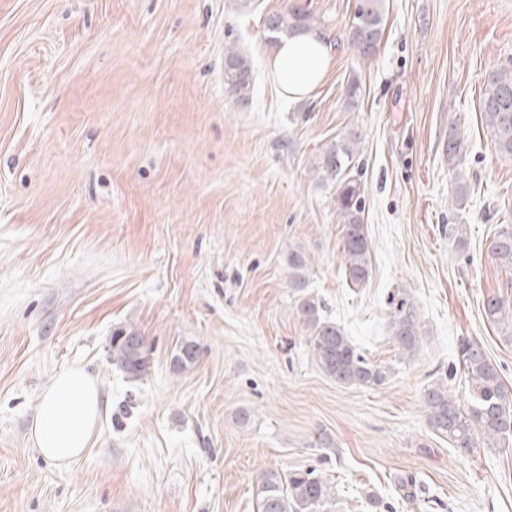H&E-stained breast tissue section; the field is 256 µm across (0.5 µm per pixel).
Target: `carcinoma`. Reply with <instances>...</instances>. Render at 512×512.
Wrapping results in <instances>:
<instances>
[{
  "label": "carcinoma",
  "mask_w": 512,
  "mask_h": 512,
  "mask_svg": "<svg viewBox=\"0 0 512 512\" xmlns=\"http://www.w3.org/2000/svg\"><path fill=\"white\" fill-rule=\"evenodd\" d=\"M317 21L309 13L284 11L270 15L266 29L273 33H296L311 29ZM385 24L384 0H360L348 34V43L363 59L372 58L381 42ZM224 82L232 94L244 99L252 85L250 60L237 50L229 49L224 59ZM480 111L492 133L494 149L512 157V68L489 72L480 98ZM360 135L349 132L341 140L322 151L315 172L320 180L336 186L337 214L343 224V246L346 259L345 276L358 285L370 271L369 245L362 220L360 184L349 176V167L357 153ZM464 150L463 139L452 130L448 134L446 155L455 171L457 209L465 207L466 186L458 170ZM491 249L496 259L512 268V225L503 224L496 232ZM288 282L296 295L295 309L307 333L321 370L343 385L379 386L387 371L371 363L350 340L345 330L324 315L320 298L309 291L308 260L297 249L288 253ZM390 303L392 337L401 354L410 357L420 345L421 325L416 307L405 291H398ZM486 316L508 327L512 332V303L493 295L484 302ZM144 342L145 336L133 325H121L112 331L110 363L131 382L147 375L150 361L134 352L132 342ZM199 358L196 341L184 338L171 357L176 372L192 368ZM457 363L468 385L472 403L463 410L439 382L426 386L423 392L427 419L432 431L448 438L451 447L469 452L480 435L488 448L512 441V390L504 382L499 367L490 361L480 344L472 339L459 342ZM260 512H332L335 484L314 468L265 471L259 478Z\"/></svg>",
  "instance_id": "1"
}]
</instances>
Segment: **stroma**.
<instances>
[{"instance_id": "1", "label": "stroma", "mask_w": 512, "mask_h": 512, "mask_svg": "<svg viewBox=\"0 0 512 512\" xmlns=\"http://www.w3.org/2000/svg\"><path fill=\"white\" fill-rule=\"evenodd\" d=\"M358 3L0 0V512H258L262 471L309 465L335 482L340 512H371L370 492L391 512H512V448L459 455L422 398L440 380L469 406L451 373L464 338L512 386V342L484 311L512 300L491 251L512 224V157L479 105L487 73L512 68V0H385L368 60L347 40ZM293 9L319 19L334 56L300 101L266 74L264 20ZM229 47L252 63L245 102L224 82ZM352 128L371 250L360 285L344 274L336 188L314 172ZM453 128L462 210L443 151ZM295 249L327 315L388 369L383 385L343 386L318 366L288 285ZM399 288L423 329L408 358L390 329ZM126 323L152 345L136 384L107 354ZM186 337L200 354L179 374L171 351ZM75 365L103 409L85 454L61 466L39 454L31 417Z\"/></svg>"}]
</instances>
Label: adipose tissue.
I'll return each instance as SVG.
<instances>
[{"label": "adipose tissue", "mask_w": 512, "mask_h": 512, "mask_svg": "<svg viewBox=\"0 0 512 512\" xmlns=\"http://www.w3.org/2000/svg\"><path fill=\"white\" fill-rule=\"evenodd\" d=\"M332 64L324 34L307 30L281 40L267 74L291 100L308 97L324 80ZM102 395L95 379L78 366L57 373L46 386L31 420L38 451L59 465L80 458L96 430Z\"/></svg>", "instance_id": "ef3b65f1"}]
</instances>
